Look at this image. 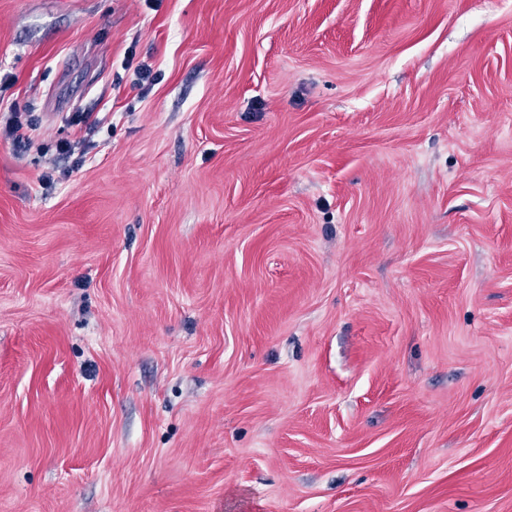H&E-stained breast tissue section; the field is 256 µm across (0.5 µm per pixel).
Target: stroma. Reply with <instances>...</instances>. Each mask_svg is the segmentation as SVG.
Here are the masks:
<instances>
[{
  "label": "stroma",
  "mask_w": 512,
  "mask_h": 512,
  "mask_svg": "<svg viewBox=\"0 0 512 512\" xmlns=\"http://www.w3.org/2000/svg\"><path fill=\"white\" fill-rule=\"evenodd\" d=\"M0 74V512H512V0H0ZM10 116L5 122L6 136L18 147H29L38 135L39 126L31 119L21 121L20 112H30L28 109L21 110L16 105H10L7 110Z\"/></svg>",
  "instance_id": "stroma-1"
}]
</instances>
